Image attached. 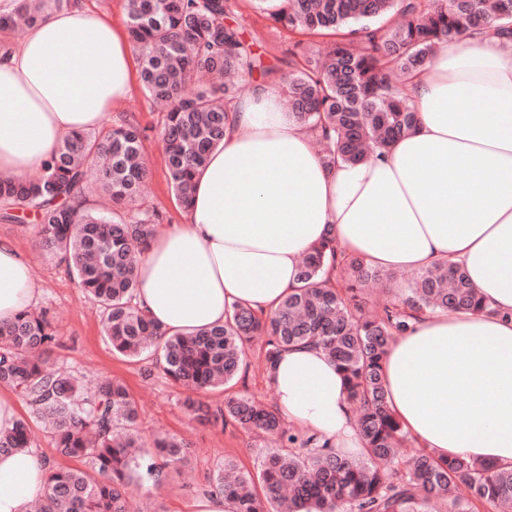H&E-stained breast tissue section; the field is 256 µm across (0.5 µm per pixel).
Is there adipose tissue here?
I'll return each mask as SVG.
<instances>
[{
    "label": "adipose tissue",
    "instance_id": "obj_1",
    "mask_svg": "<svg viewBox=\"0 0 512 512\" xmlns=\"http://www.w3.org/2000/svg\"><path fill=\"white\" fill-rule=\"evenodd\" d=\"M121 24L76 0L0 41V177L42 167L63 139L108 121L130 96ZM419 123L384 155L327 166L277 91L230 105L223 143L196 173L181 224L157 226L139 258L137 300L170 334L222 324L233 305L269 315L298 265L335 238L388 271L461 264L476 311L421 314L388 347V407L438 458L512 466V51L477 33L440 48L409 85ZM40 293L29 259L0 241V322ZM286 423L360 450L335 363L314 344L268 372ZM49 470L31 448L0 454V512H28Z\"/></svg>",
    "mask_w": 512,
    "mask_h": 512
}]
</instances>
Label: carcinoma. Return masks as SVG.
I'll list each match as a JSON object with an SVG mask.
<instances>
[{
	"mask_svg": "<svg viewBox=\"0 0 512 512\" xmlns=\"http://www.w3.org/2000/svg\"><path fill=\"white\" fill-rule=\"evenodd\" d=\"M71 0H11L0 10V32L29 28ZM268 19L325 48L266 61L254 55L238 22L236 0H128L127 28L139 60L144 97L164 109L163 143L172 193L187 208L195 174L224 140L227 106L239 87L214 76L257 71L261 86L282 92L288 108L318 133L324 161L357 163L411 133L417 112L403 95L411 75L444 43L475 30L512 40L498 25L512 17V0H256ZM193 82L197 91L188 94ZM147 135L135 118L101 131H77L31 178H0V220L13 222L27 207L41 226L38 246L72 269L82 290L103 308L112 350L138 357L161 346L156 363L193 391L245 377V346L264 335L263 369L285 347L315 342L336 362L356 412L364 448L351 455L312 435L294 433L276 407L248 393L213 408L189 398L184 405L208 423L235 424L262 438L256 470L226 459L216 469L215 491L232 512H512V468L465 458L436 459L420 449L408 459L396 449L408 439L387 406L383 360L389 344L431 309L482 307L467 272L438 262L407 284L395 273L348 256L329 238L299 266L295 288L264 316L245 305L206 332L168 335L135 302L138 261L159 215L136 201L147 177ZM111 207L77 210L69 200L92 190ZM385 282L378 312L365 309L360 287ZM57 345L44 313L26 310L0 323V384L20 392L53 426L57 451L77 465L50 468L39 512H133L129 489L162 483L166 469L184 461L185 445L171 437L152 447L136 430L138 406L118 379L91 390L46 367ZM25 421L0 435V451L29 448ZM469 496L457 494L458 486Z\"/></svg>",
	"mask_w": 512,
	"mask_h": 512,
	"instance_id": "carcinoma-1",
	"label": "carcinoma"
}]
</instances>
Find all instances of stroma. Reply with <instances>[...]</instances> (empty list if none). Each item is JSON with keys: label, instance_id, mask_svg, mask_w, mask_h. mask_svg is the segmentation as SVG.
<instances>
[{"label": "stroma", "instance_id": "35a3bbf8", "mask_svg": "<svg viewBox=\"0 0 512 512\" xmlns=\"http://www.w3.org/2000/svg\"><path fill=\"white\" fill-rule=\"evenodd\" d=\"M237 10L247 37L265 57L283 56L297 42L306 48L312 44L311 38L298 37L269 20L257 9L254 0H239ZM129 114L136 116L150 137L148 190L138 206L157 210L162 223H182L184 211L171 192L159 142L162 115L150 108L137 88L113 111L111 119L116 122ZM20 216L17 223L0 222V240L11 242L31 260L33 276L41 289L36 307L47 313L59 339L49 357L51 366L89 386L102 378L123 380L139 406L138 427L144 435L167 434L185 439L189 445L184 462L169 469L160 487L134 489L131 498L135 512H190L197 496L213 493L215 472L224 459H234L242 469H253L261 438L230 424L223 427L200 424L182 406L184 389L156 369L154 358L131 360L113 354L104 332L100 306L82 293L65 264L36 247L40 226L32 214L24 210ZM263 353L262 342L251 343L247 348L249 370L245 379L228 391L201 392L202 401L217 406L223 404L226 393L246 392L273 403L274 390L262 368ZM18 405L20 417L31 430L32 448L50 465H64V458L55 450L50 424L38 418L26 400H19Z\"/></svg>", "mask_w": 512, "mask_h": 512}]
</instances>
